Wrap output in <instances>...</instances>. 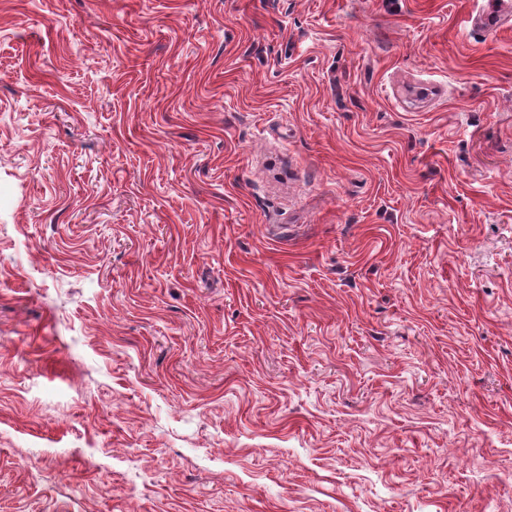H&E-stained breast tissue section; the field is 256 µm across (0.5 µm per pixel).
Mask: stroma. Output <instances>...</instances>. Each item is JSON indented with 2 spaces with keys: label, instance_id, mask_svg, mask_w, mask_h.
Here are the masks:
<instances>
[{
  "label": "stroma",
  "instance_id": "1",
  "mask_svg": "<svg viewBox=\"0 0 512 512\" xmlns=\"http://www.w3.org/2000/svg\"><path fill=\"white\" fill-rule=\"evenodd\" d=\"M484 9L0 0V512H512Z\"/></svg>",
  "mask_w": 512,
  "mask_h": 512
}]
</instances>
